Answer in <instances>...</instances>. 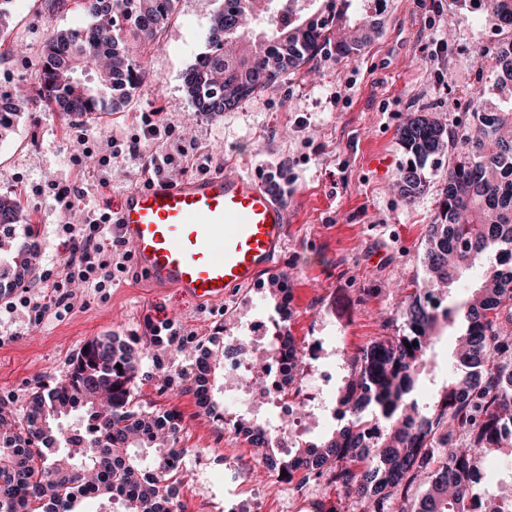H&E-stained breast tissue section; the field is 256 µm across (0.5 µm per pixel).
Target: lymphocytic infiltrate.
I'll return each instance as SVG.
<instances>
[{"mask_svg": "<svg viewBox=\"0 0 512 512\" xmlns=\"http://www.w3.org/2000/svg\"><path fill=\"white\" fill-rule=\"evenodd\" d=\"M141 123L145 138L152 148L140 151L136 141H127L115 135L97 139L83 136L82 150L76 164L92 162L100 178H107L112 160L129 153L141 158V173L146 182L172 178L184 172L185 162L193 155V143L162 121L157 113L143 114ZM57 206L70 213L82 209L81 223H66L58 229L59 245L64 259L60 270H46L44 284L51 290L49 300H42L30 288H22L11 301L0 308V314L9 316L25 309L30 318L42 320L46 315L61 316L72 308L70 287L80 284L88 290L107 294L118 273L124 272L131 259L127 243L116 234L109 212L83 210L85 192L74 185L55 184L51 187Z\"/></svg>", "mask_w": 512, "mask_h": 512, "instance_id": "1", "label": "lymphocytic infiltrate"}]
</instances>
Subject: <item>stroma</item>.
<instances>
[{
	"mask_svg": "<svg viewBox=\"0 0 512 512\" xmlns=\"http://www.w3.org/2000/svg\"><path fill=\"white\" fill-rule=\"evenodd\" d=\"M217 0H177L158 46L145 50L151 72L128 108L81 125L27 101L40 47L48 30L87 26L80 10L49 14L37 0H14L12 39L22 53L0 57V96L13 97L19 113L0 129V194L16 198L24 220L39 224V268L60 265L57 226L63 216L51 194L33 195L30 184L78 182L97 209L116 206L142 187L139 163L129 155L112 161L108 187L91 169L72 161L79 133L142 137L141 115L161 113L197 140L200 154L221 164L224 174L259 175L288 206V241L280 273L261 275L259 285L229 299L199 303L171 289L153 287L128 266L100 298L73 288L65 316L29 321L23 314L0 322V402L25 406L36 380L63 375L93 338L132 342L150 322L170 320L184 352L143 360L149 379L139 381L136 402L146 410L177 412L179 445L185 450L177 491L181 512H210L225 497L262 490L266 512H287L281 487L270 482L257 452L223 423L200 416L194 395L181 382L199 344L238 336L256 315L284 321L297 346L309 337H336L356 353L384 335L383 320L402 310L397 291L423 277L427 224L448 173L447 157L427 167L428 186L413 203L395 182L405 160L397 128L411 112L435 113L448 127L468 118L470 90L482 84L494 96V80H477L478 52L496 46L491 16L461 20L454 0H377L383 24L368 45L344 61L323 58L317 74H295L217 116L194 112L183 74L205 49ZM288 291L286 317H279L270 287ZM232 457L240 483L224 479Z\"/></svg>",
	"mask_w": 512,
	"mask_h": 512,
	"instance_id": "stroma-1",
	"label": "stroma"
}]
</instances>
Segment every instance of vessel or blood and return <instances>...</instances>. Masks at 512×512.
Returning <instances> with one entry per match:
<instances>
[{
	"label": "vessel or blood",
	"instance_id": "b4317fda",
	"mask_svg": "<svg viewBox=\"0 0 512 512\" xmlns=\"http://www.w3.org/2000/svg\"><path fill=\"white\" fill-rule=\"evenodd\" d=\"M118 234L148 281L198 302L273 274L288 240V210L254 175L159 180L127 192Z\"/></svg>",
	"mask_w": 512,
	"mask_h": 512
}]
</instances>
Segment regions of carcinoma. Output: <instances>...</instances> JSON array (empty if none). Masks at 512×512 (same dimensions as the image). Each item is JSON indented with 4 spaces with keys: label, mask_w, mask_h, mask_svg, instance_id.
Masks as SVG:
<instances>
[{
    "label": "carcinoma",
    "mask_w": 512,
    "mask_h": 512,
    "mask_svg": "<svg viewBox=\"0 0 512 512\" xmlns=\"http://www.w3.org/2000/svg\"><path fill=\"white\" fill-rule=\"evenodd\" d=\"M128 0H41L46 12L74 4L93 19L84 28L51 31L34 73V102L67 119L91 121L126 106L149 77L139 45L154 41L176 0H135L137 20L123 22ZM206 50L183 74L193 111L218 114L324 57L358 54L378 31L368 0H217ZM463 18L490 14L503 44L479 53V74L494 77L496 101L471 91L474 111L460 130L431 112H416L397 130L405 155L398 190L408 203L424 193L426 167L452 155L437 211L427 225L426 278L403 301L388 333L343 359L336 404L343 426L288 454L278 451L259 417L237 419L239 434L259 449L265 468L336 485L363 512H467L483 455L512 449V0H456ZM22 220L18 201L0 195V227ZM38 228L0 243V283L20 285L33 273ZM479 284L462 301L461 280ZM458 325L448 376L430 364L443 330ZM418 342L408 348L404 342ZM165 344L147 336L129 343L103 336L52 386L36 385L24 408L0 410V512H83L96 500L118 512H172L184 449L179 416L134 401L145 351ZM272 350L293 359L288 329ZM121 368H116V365ZM224 359L207 351L195 360L193 392L215 421L224 420L216 392ZM429 394L410 404L421 383ZM379 422L381 438L364 430Z\"/></svg>",
    "instance_id": "1"
}]
</instances>
